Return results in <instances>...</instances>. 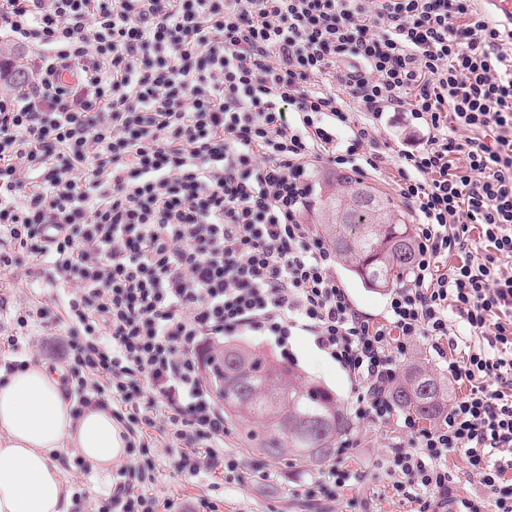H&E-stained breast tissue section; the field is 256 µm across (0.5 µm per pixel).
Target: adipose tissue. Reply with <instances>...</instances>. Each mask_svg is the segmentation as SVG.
<instances>
[{
    "instance_id": "1",
    "label": "adipose tissue",
    "mask_w": 512,
    "mask_h": 512,
    "mask_svg": "<svg viewBox=\"0 0 512 512\" xmlns=\"http://www.w3.org/2000/svg\"><path fill=\"white\" fill-rule=\"evenodd\" d=\"M70 410L44 365L0 378V512H69L73 491L57 463L66 448L99 470L123 456L109 411Z\"/></svg>"
}]
</instances>
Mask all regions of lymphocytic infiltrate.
Returning <instances> with one entry per match:
<instances>
[{
	"instance_id": "1",
	"label": "lymphocytic infiltrate",
	"mask_w": 512,
	"mask_h": 512,
	"mask_svg": "<svg viewBox=\"0 0 512 512\" xmlns=\"http://www.w3.org/2000/svg\"><path fill=\"white\" fill-rule=\"evenodd\" d=\"M0 35L25 53L0 59V272L54 290L63 314L16 323L66 334L73 414L121 426L96 512H213L149 490L164 466L241 470L206 363L232 336L285 359L299 334L347 374L352 423L393 434L378 466L397 496L512 512V31L477 0H0ZM396 112L418 143L382 137ZM321 164L391 173L414 215L382 314L306 219ZM423 339L467 387L427 423L392 396ZM360 445L303 475L305 502L363 481ZM457 451L485 502L454 493Z\"/></svg>"
}]
</instances>
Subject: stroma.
Listing matches in <instances>:
<instances>
[{"mask_svg": "<svg viewBox=\"0 0 512 512\" xmlns=\"http://www.w3.org/2000/svg\"><path fill=\"white\" fill-rule=\"evenodd\" d=\"M56 295L46 288H33L20 276L0 278V340L10 335L28 333L34 339L31 349L33 363L47 364L50 368H61L59 353L63 339L59 336H40L37 327L21 329L14 315L22 308H37L44 304H54ZM294 365L305 376L329 387L340 400L348 402L353 394L346 374L324 353L319 351L310 337L295 336L290 340ZM228 434L225 441L242 457L241 482L225 483L223 491L210 488L206 477L189 478L169 473L162 474L153 487L159 499L175 496L178 498L206 497L213 501L218 512H311L294 494L295 482L302 472L309 470L310 464L285 454L279 459L270 460L260 454L253 441L246 437L252 429V422L243 418H229L226 421ZM362 447L355 462L356 469L365 473L364 481L352 492L357 500L370 504L369 512H413L412 503L397 497L381 469L376 466L377 458L386 453L387 442L384 429L363 425L359 428ZM63 467L65 479L72 489H85L87 498L74 499L72 512H92L91 496L109 493L112 488L111 473L90 470L83 473L73 466L72 453H64ZM269 472L267 480L255 479L256 470Z\"/></svg>", "mask_w": 512, "mask_h": 512, "instance_id": "obj_1", "label": "stroma"}]
</instances>
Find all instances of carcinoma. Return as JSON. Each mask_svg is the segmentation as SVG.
Instances as JSON below:
<instances>
[{"instance_id": "carcinoma-1", "label": "carcinoma", "mask_w": 512, "mask_h": 512, "mask_svg": "<svg viewBox=\"0 0 512 512\" xmlns=\"http://www.w3.org/2000/svg\"><path fill=\"white\" fill-rule=\"evenodd\" d=\"M320 200L332 213L324 225L328 242L343 266L367 288L385 289L408 273L413 227L395 214L391 198L350 177L325 183ZM207 380L224 402V413L263 428L260 450L276 459L291 450L301 459L331 462L338 439L352 426L336 395L292 367L224 349L221 364L211 363ZM398 405L423 420L433 419L448 402V388L423 367H412L394 388Z\"/></svg>"}]
</instances>
